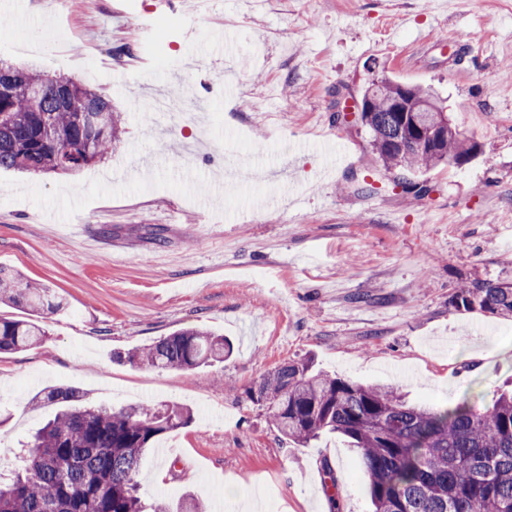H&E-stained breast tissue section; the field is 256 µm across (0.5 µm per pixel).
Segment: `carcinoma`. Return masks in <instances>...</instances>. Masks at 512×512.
Instances as JSON below:
<instances>
[{"label":"carcinoma","instance_id":"carcinoma-1","mask_svg":"<svg viewBox=\"0 0 512 512\" xmlns=\"http://www.w3.org/2000/svg\"><path fill=\"white\" fill-rule=\"evenodd\" d=\"M401 86L387 78L371 82L360 119L383 165L403 172L397 185L407 193L411 180L404 173L448 165L479 153V146L451 122L448 136L419 144L448 117L446 101L430 89L409 87L407 104L420 119L419 130L411 125L413 116L392 111ZM90 111L107 116L105 128L88 125ZM119 133L112 99L33 65L0 62V170L74 174L101 161ZM0 301L32 314L27 320L0 317V354L40 344L46 336L40 315L64 310L50 288L1 267ZM452 304L512 315V282L475 279ZM232 352L224 337L191 327L128 354L127 361L191 371ZM247 395L265 407L281 436L298 445L323 432L349 439L361 457L372 512H512V392L483 407L411 406L391 387L351 382L293 361ZM80 398L70 386H49L37 395L66 408L18 449L15 469L0 472V512H170L139 495V465L160 436L190 422V412L166 404L69 407Z\"/></svg>","mask_w":512,"mask_h":512}]
</instances>
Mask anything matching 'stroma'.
<instances>
[{"label":"stroma","instance_id":"stroma-1","mask_svg":"<svg viewBox=\"0 0 512 512\" xmlns=\"http://www.w3.org/2000/svg\"><path fill=\"white\" fill-rule=\"evenodd\" d=\"M30 2L0 59L79 79L124 123L77 174L0 170V267L65 303L42 315V344L0 354L1 462L55 413L33 397L67 384L115 409L190 408L141 459L146 500L190 493L212 512L260 487L278 512H370L348 440L282 438L249 388L301 359L439 407L512 388V317L450 303L472 280H512V0H200L192 15L179 0ZM384 76L439 93L480 146L416 173L419 197L340 119ZM187 88L207 101L189 135L149 110ZM147 155L164 166L145 170ZM191 326L231 357L189 372L115 359Z\"/></svg>","mask_w":512,"mask_h":512}]
</instances>
